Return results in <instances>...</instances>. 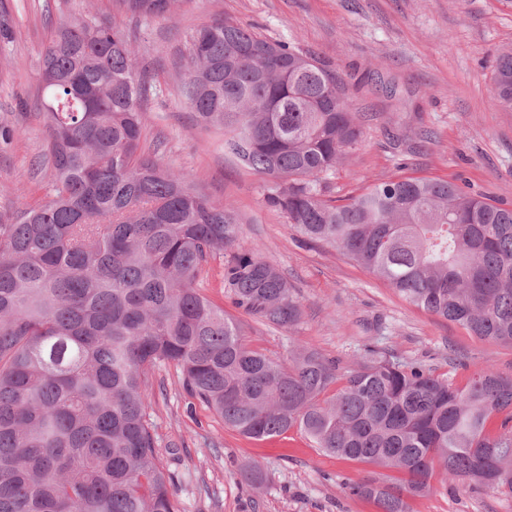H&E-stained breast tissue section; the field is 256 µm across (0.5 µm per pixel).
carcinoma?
I'll return each instance as SVG.
<instances>
[{
	"instance_id": "carcinoma-1",
	"label": "carcinoma",
	"mask_w": 512,
	"mask_h": 512,
	"mask_svg": "<svg viewBox=\"0 0 512 512\" xmlns=\"http://www.w3.org/2000/svg\"><path fill=\"white\" fill-rule=\"evenodd\" d=\"M117 2L143 17L173 7ZM57 10L38 87L52 189L0 222V512H178L147 414L162 364L248 438L296 429L324 454L403 473L399 484H346L379 512H409L439 470L512 494L511 376L478 367L459 388L372 346L345 374L308 348L283 364L247 346L240 324L195 287L210 260L224 255L231 304L268 325L301 321L292 286L237 245L232 208L142 153L152 85L131 38L62 2ZM182 59L180 99L224 129V152L266 179V205L293 231L408 304L512 346V209L423 177L336 205L330 178L361 130L334 74L230 19L193 31ZM492 104L512 112V48L497 59Z\"/></svg>"
}]
</instances>
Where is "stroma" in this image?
<instances>
[{
	"instance_id": "1",
	"label": "stroma",
	"mask_w": 512,
	"mask_h": 512,
	"mask_svg": "<svg viewBox=\"0 0 512 512\" xmlns=\"http://www.w3.org/2000/svg\"><path fill=\"white\" fill-rule=\"evenodd\" d=\"M13 39L0 38V215L38 205L52 188L47 137L35 98L40 52L58 19L54 0H0ZM70 13L114 22L137 39L140 67L151 79L144 143L162 141V162L188 172L194 188L240 220L238 243L275 265L301 304L292 329L261 324L233 308L221 284L223 258L198 286L241 325L244 340L287 362L293 346L355 367L365 345L396 360H418L464 386L476 366L512 375V346L469 335L460 326L409 305L381 280L334 248L302 238L264 202V179L225 156L224 134L201 126L182 104L178 50L216 18L253 27L272 42L315 56L344 85L361 135L331 177L346 203L369 185L401 176L449 180L512 208V112L494 108L497 53L512 46V0H176L165 17L128 18L116 0H68ZM148 413L158 455L174 482L178 512H377L342 485L382 474L355 460L328 456L301 432L246 438L183 388L171 365L150 377ZM256 464L249 486L243 462ZM410 512H512V497L439 478L411 498Z\"/></svg>"
}]
</instances>
